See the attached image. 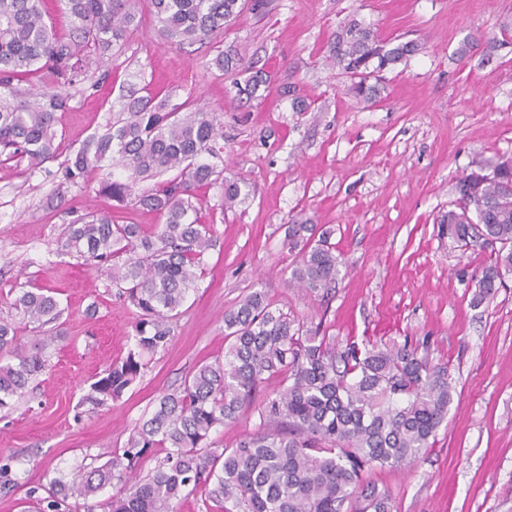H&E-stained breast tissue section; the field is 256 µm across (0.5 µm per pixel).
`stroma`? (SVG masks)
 <instances>
[{"mask_svg": "<svg viewBox=\"0 0 512 512\" xmlns=\"http://www.w3.org/2000/svg\"><path fill=\"white\" fill-rule=\"evenodd\" d=\"M352 18L387 42L419 45L369 101L349 92L329 57ZM510 20L512 0H267L184 48L142 15L121 52L93 62L57 115V159L36 173L24 160L0 162V313L25 281L52 289L64 310L49 370L0 410L12 484L0 492V512H24L29 489L110 460L163 392L223 359L224 313L254 290L337 344H420L449 368L456 393L432 447L413 466L370 474L395 512H512V278L473 304L472 276L490 252L450 238L442 222L463 173L512 157V42L500 39ZM227 50L267 70L274 91L236 100L233 72L212 64ZM145 86L216 113L224 165L242 194L228 207L220 185L197 193L213 224L207 271L167 349L120 397L94 407L82 397L131 348L137 316L95 266L62 253L63 231L90 211L148 231L159 218L59 183L69 154L105 130L120 95ZM282 86L295 96L280 95ZM292 218L329 232L339 258L329 297L288 283L297 257L283 240Z\"/></svg>", "mask_w": 512, "mask_h": 512, "instance_id": "obj_1", "label": "stroma"}]
</instances>
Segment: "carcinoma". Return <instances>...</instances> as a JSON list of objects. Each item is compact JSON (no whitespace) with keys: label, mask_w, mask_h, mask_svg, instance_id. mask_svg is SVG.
Instances as JSON below:
<instances>
[{"label":"carcinoma","mask_w":512,"mask_h":512,"mask_svg":"<svg viewBox=\"0 0 512 512\" xmlns=\"http://www.w3.org/2000/svg\"><path fill=\"white\" fill-rule=\"evenodd\" d=\"M142 0H57L69 22L68 37L45 20V0H0V150L38 166L57 156V113L69 107L64 87L85 78L94 59L123 44L139 24ZM158 33L178 45L224 31L243 9L242 0H147ZM418 51L413 41L387 47L352 19L331 44L336 66L348 74L349 91L376 96L370 79ZM44 72L46 88L19 96L15 82ZM237 95L250 100L268 90L271 75L246 67ZM186 100L146 91L121 100L116 120L67 158L65 180L89 181L120 203L156 211L162 218L146 234L138 224H120L90 212L67 225L63 251L105 268L112 286L137 313L134 346L110 365L82 402L101 406L143 373V355L167 346L195 282L205 274L212 226L192 202L194 191L220 183L224 205L241 195L239 182L218 163L224 138L217 115ZM207 154L213 161H199ZM121 169L112 178L105 162ZM168 172L152 193H136L139 181ZM456 209L448 211V235L481 248L498 246L476 275L477 301L512 277V158L477 164L457 182ZM317 225L286 226L284 245L298 252L291 282L327 294L339 261ZM12 308L37 325L29 348L13 319L0 318V409L26 395L30 381L49 367L48 349L61 339L62 309L50 291L21 283ZM224 360L202 364L181 388L157 399L152 416L136 425L112 460L84 466L73 477L52 479L46 508L84 512L108 486L118 487L110 512H177L179 502L200 495L207 512H393L391 495L365 479L374 468L411 466L429 448L448 414L455 387L449 369L432 364L418 347L354 342L343 346L317 335L273 307L261 291L245 295L224 314ZM278 389L266 392L271 381ZM258 423L233 448L214 446L210 435L237 420L242 409ZM156 460L140 476V467Z\"/></svg>","instance_id":"obj_1"}]
</instances>
